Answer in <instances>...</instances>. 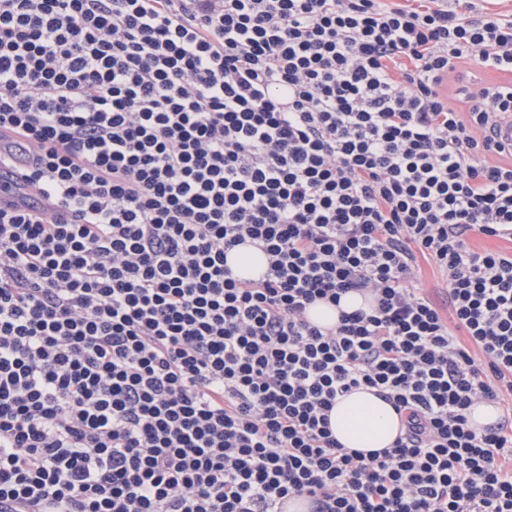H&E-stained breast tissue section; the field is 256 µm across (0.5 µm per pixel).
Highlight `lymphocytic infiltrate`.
Wrapping results in <instances>:
<instances>
[{
	"label": "lymphocytic infiltrate",
	"instance_id": "lymphocytic-infiltrate-1",
	"mask_svg": "<svg viewBox=\"0 0 512 512\" xmlns=\"http://www.w3.org/2000/svg\"><path fill=\"white\" fill-rule=\"evenodd\" d=\"M508 115L473 0H0V512H512V255L468 243L512 237ZM228 265L243 279L256 278L266 268L264 254L249 245L236 247L227 255ZM419 266L418 287L423 288L424 292H426L440 308H446L448 298L440 273L430 260L424 258L419 259ZM368 306L365 298L356 292H348L342 295L340 306L335 307L323 301H317L308 312L309 320L322 327L331 328L338 324L340 311L352 312L366 309ZM329 418L336 440L367 456L391 448L404 433L400 415L374 389H358L338 398Z\"/></svg>",
	"mask_w": 512,
	"mask_h": 512
}]
</instances>
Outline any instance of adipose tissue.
Here are the masks:
<instances>
[{
	"instance_id": "ef3b65f1",
	"label": "adipose tissue",
	"mask_w": 512,
	"mask_h": 512,
	"mask_svg": "<svg viewBox=\"0 0 512 512\" xmlns=\"http://www.w3.org/2000/svg\"><path fill=\"white\" fill-rule=\"evenodd\" d=\"M329 418L337 441L365 454L392 447L404 433L400 415L372 389H358L338 398Z\"/></svg>"
}]
</instances>
